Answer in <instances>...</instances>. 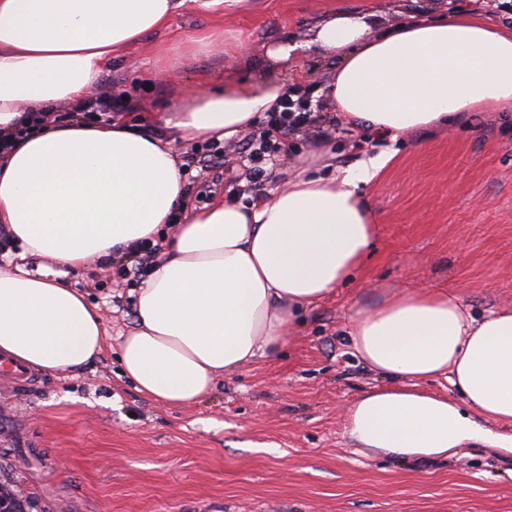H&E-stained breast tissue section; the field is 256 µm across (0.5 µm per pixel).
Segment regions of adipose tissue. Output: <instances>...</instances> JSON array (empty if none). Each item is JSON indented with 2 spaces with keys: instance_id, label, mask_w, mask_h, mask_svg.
Here are the masks:
<instances>
[{
  "instance_id": "obj_1",
  "label": "adipose tissue",
  "mask_w": 512,
  "mask_h": 512,
  "mask_svg": "<svg viewBox=\"0 0 512 512\" xmlns=\"http://www.w3.org/2000/svg\"><path fill=\"white\" fill-rule=\"evenodd\" d=\"M241 0H0V225L26 252L79 268L144 240L163 249L119 345L124 375L169 406L284 344L294 310L328 296L364 261L375 216L357 195L373 158L340 178L296 175L250 206H196L174 139L228 142L276 108L279 78L223 85L167 104L157 128L124 112L89 123L84 97L106 66L185 5ZM371 13L335 10L304 47L337 61L327 105L337 120L395 137L470 110H512V30L474 13L414 14L377 32ZM175 225L159 239L162 226ZM98 306L65 283L0 266V361L45 372L96 359ZM349 341L391 379L348 408L359 447L440 460L470 443L512 452V310L475 317L457 294L400 291L355 319ZM446 377L459 400L420 382Z\"/></svg>"
}]
</instances>
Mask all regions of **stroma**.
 I'll return each instance as SVG.
<instances>
[{
    "label": "stroma",
    "mask_w": 512,
    "mask_h": 512,
    "mask_svg": "<svg viewBox=\"0 0 512 512\" xmlns=\"http://www.w3.org/2000/svg\"><path fill=\"white\" fill-rule=\"evenodd\" d=\"M448 0H243L218 17L185 10L113 60L90 96L126 98L163 122L159 105L189 100L224 79L258 78L268 49L307 40L335 9L372 8L377 29L411 11L436 15ZM202 30L243 37L244 53L221 46L191 56L184 39ZM169 69L154 76L158 56ZM330 61L303 52L281 67L286 85L324 86ZM317 129L288 136L267 166L274 178L296 173L328 179L337 168L378 157L385 165L360 193L378 230L369 258L322 301L295 313L285 345L218 379L200 401L156 402L122 373L121 334L135 323L141 278L118 276L117 263L79 269L10 243L0 263L46 273L99 306L108 336L101 358L71 372L0 376V490L24 512H512V454L473 446L445 460L417 463L355 447L345 432L349 405L386 386L348 341L353 319L400 290L458 293L474 315L512 309V111L474 112L442 130L377 137L331 125L323 96ZM333 134L318 139L317 131ZM188 165L196 205L224 198L228 184L202 193L208 173L191 143L175 142Z\"/></svg>",
    "instance_id": "stroma-1"
}]
</instances>
